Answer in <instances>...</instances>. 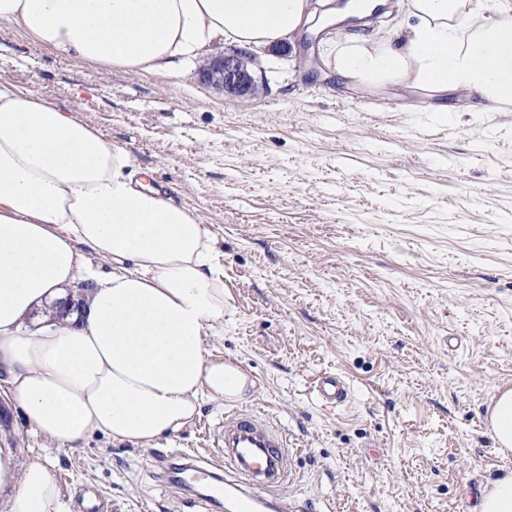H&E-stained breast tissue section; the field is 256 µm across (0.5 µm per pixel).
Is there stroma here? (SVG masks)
Returning <instances> with one entry per match:
<instances>
[{"instance_id":"35a3bbf8","label":"stroma","mask_w":512,"mask_h":512,"mask_svg":"<svg viewBox=\"0 0 512 512\" xmlns=\"http://www.w3.org/2000/svg\"><path fill=\"white\" fill-rule=\"evenodd\" d=\"M246 95L106 71L0 23V83L69 109L126 150L216 241L230 315L210 344L256 384L250 409L288 437L278 512H474L502 457L488 424L512 388V104L449 96L450 111L389 85L336 77L323 43L251 53ZM350 385L343 408L318 375ZM227 405L203 400L145 447L97 436L52 449L17 406L0 429L46 457L60 512H203L196 477L163 465L224 461ZM316 391L324 403L337 407L347 400L350 387L341 374L332 373L319 378Z\"/></svg>"}]
</instances>
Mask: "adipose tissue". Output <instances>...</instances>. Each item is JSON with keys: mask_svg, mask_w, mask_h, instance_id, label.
Segmentation results:
<instances>
[{"mask_svg": "<svg viewBox=\"0 0 512 512\" xmlns=\"http://www.w3.org/2000/svg\"><path fill=\"white\" fill-rule=\"evenodd\" d=\"M384 0H0L31 43L105 70L176 75L212 46L259 50L314 16L361 18ZM389 35L328 40L357 86L400 83L441 97L512 102V0H408ZM216 242L198 216L136 176L134 161L72 112L0 83V375L27 423L58 449L92 436L148 446L200 415L202 399L248 401L255 386L208 339L224 326ZM109 262L94 271L91 258ZM80 310L42 313L78 280ZM0 512H59L46 459L0 438Z\"/></svg>", "mask_w": 512, "mask_h": 512, "instance_id": "obj_1", "label": "adipose tissue"}]
</instances>
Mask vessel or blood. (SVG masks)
Returning a JSON list of instances; mask_svg holds the SVG:
<instances>
[{
    "instance_id": "b4317fda",
    "label": "vessel or blood",
    "mask_w": 512,
    "mask_h": 512,
    "mask_svg": "<svg viewBox=\"0 0 512 512\" xmlns=\"http://www.w3.org/2000/svg\"><path fill=\"white\" fill-rule=\"evenodd\" d=\"M316 391L327 404L342 405L350 387L338 373L321 376ZM225 512H274L280 489L288 484V441L274 424L253 413L234 410L224 415Z\"/></svg>"
}]
</instances>
